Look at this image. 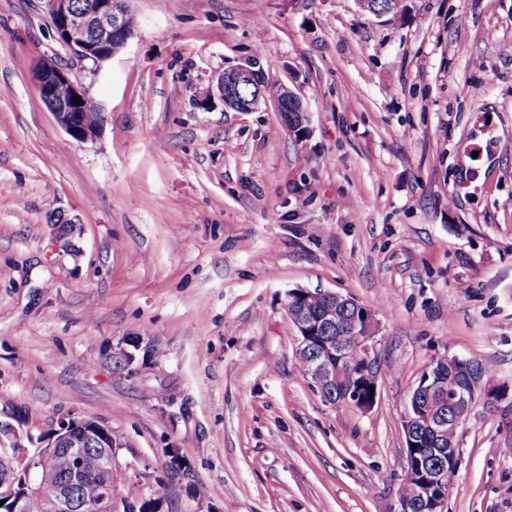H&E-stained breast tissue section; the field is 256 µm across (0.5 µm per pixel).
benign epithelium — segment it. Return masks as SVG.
Returning a JSON list of instances; mask_svg holds the SVG:
<instances>
[{"label":"benign epithelium","instance_id":"1","mask_svg":"<svg viewBox=\"0 0 512 512\" xmlns=\"http://www.w3.org/2000/svg\"><path fill=\"white\" fill-rule=\"evenodd\" d=\"M43 9L50 20V27L55 37L83 60L101 63L118 55L126 48L133 35L125 29V19L129 13L127 0H96L93 9L86 13L74 11L71 0H42ZM35 79L42 99L50 104V111L58 125L73 139L88 141L95 138L101 124L89 125L82 119V113L97 109L89 91L74 83L68 71L56 61L45 58L35 71ZM268 78L260 62L249 60L241 65L224 70L201 95V101L213 102L218 99L224 108L235 112H252L264 101L263 90ZM68 88V96H58V89ZM276 111L281 115L291 114L293 125L304 129L308 119L307 109L301 98L288 86H282V96L274 100ZM305 304L310 299L320 296L328 302L326 313L312 320L308 316L289 315L297 331L296 355L300 358L310 355L313 346V333L320 324L326 325L336 321L337 311L343 307L358 305L352 297L338 291H310L292 289ZM363 324H353V339L361 348L364 363L357 372L350 376L362 375L366 383L357 384L343 392L345 405L362 412L371 410L378 391L369 390L377 386L378 365L373 335V316L367 309L363 310ZM342 347L326 349L319 356L309 359L310 374L314 376L319 388H332L339 384L343 371ZM442 366H431L421 377L419 384L412 391L403 415V433L408 452L409 465L405 479L411 483L413 494L409 498L398 499L395 512H412L415 505L423 507L421 512H446L449 483L445 481L444 471L433 469L423 471L415 462V428L425 425L431 437L438 443L447 442L442 454L448 457L453 467L460 463L459 444L448 441V430L460 432L466 417L475 402L483 376L473 374L461 386L454 390L451 403L453 412L450 416L434 414L435 403L448 393V371L464 372L471 366V359L466 357L444 356L439 358ZM92 438L100 448V461L103 470L112 474V432L109 426L101 422H92L66 412L55 418L51 428L40 439H35L23 428V425L0 420V461L7 463V468H21L27 474L43 479L54 476L50 465L54 458L68 454L73 463L68 476L60 483L57 493L43 502V512H112V481H107L99 495L92 499L77 498L75 489L82 483L84 471L79 464L83 449L77 447L76 437ZM11 502V512H25V497L16 494L13 487L0 482V498Z\"/></svg>","mask_w":512,"mask_h":512}]
</instances>
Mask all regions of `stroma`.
<instances>
[{"label":"stroma","mask_w":512,"mask_h":512,"mask_svg":"<svg viewBox=\"0 0 512 512\" xmlns=\"http://www.w3.org/2000/svg\"><path fill=\"white\" fill-rule=\"evenodd\" d=\"M406 3L400 19L354 0H130L133 38L96 64L41 0H0V419L109 425L112 512L132 483L154 512H393L401 416L444 355L494 369L447 512H512V0ZM45 57L89 88L94 140L42 101ZM254 57L301 96L305 130L270 103L200 105ZM297 288L373 313L372 410L305 376Z\"/></svg>","instance_id":"stroma-1"}]
</instances>
